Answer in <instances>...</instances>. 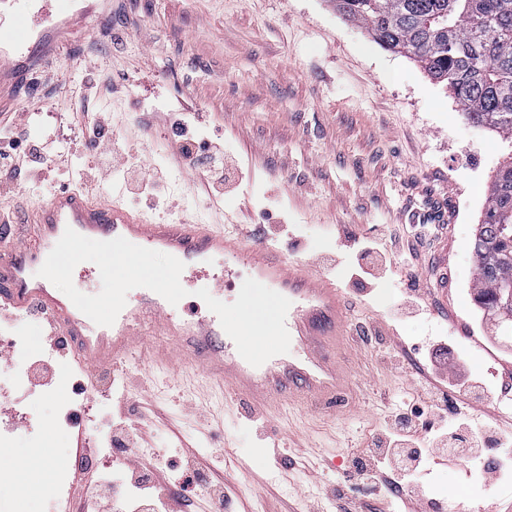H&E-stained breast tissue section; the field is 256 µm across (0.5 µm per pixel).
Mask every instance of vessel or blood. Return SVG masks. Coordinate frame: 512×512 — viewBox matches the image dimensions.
<instances>
[{"label":"vessel or blood","instance_id":"vessel-or-blood-1","mask_svg":"<svg viewBox=\"0 0 512 512\" xmlns=\"http://www.w3.org/2000/svg\"><path fill=\"white\" fill-rule=\"evenodd\" d=\"M35 246L0 241V310L21 318L40 314L53 335L76 343L91 374L114 372L131 355L145 322L159 325L183 363L215 380L223 392L267 413L281 398L336 399L344 374L336 361V345L346 316L341 292L332 280L302 263H287L274 238L246 245L239 233L220 224L185 219L147 223L141 216L110 202H94L67 189L55 192L31 210ZM106 241L129 242L167 253L184 264L182 278L212 282L215 291L231 284L238 267L287 297L290 340L300 357L274 356L255 367L243 359L234 341L210 311L186 316L157 293L142 289L136 304L122 309L113 325L100 326L58 294L37 272L65 229Z\"/></svg>","mask_w":512,"mask_h":512}]
</instances>
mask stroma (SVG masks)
<instances>
[{
	"label": "stroma",
	"instance_id": "1",
	"mask_svg": "<svg viewBox=\"0 0 512 512\" xmlns=\"http://www.w3.org/2000/svg\"><path fill=\"white\" fill-rule=\"evenodd\" d=\"M29 33L8 40L13 10L0 6V49L9 67L0 76V113L30 119L37 147L61 141L53 166L97 164L86 147L82 117L70 100L87 79L127 78L124 92L99 93L90 110L111 112L114 132L143 164L165 165L173 209L134 199L120 184L109 196L151 221L197 217L245 224L257 236L298 235L292 261L336 280L348 308L342 342L348 387L335 402L289 407L284 417L254 415L240 403L221 411V396L200 375L174 363L151 366L134 352L126 371L104 379L96 398L81 394L84 378L73 356L60 355L42 317L0 318V340L22 337V352L0 358V459L16 473L42 474V488L21 492L0 483V501L20 512H68L115 466L104 436L116 406L137 397L167 404L185 430L195 407L215 420V445L224 447L218 474L239 512H346L350 460L368 448L386 412L417 401L414 374L391 370L396 351L411 346L453 347L481 396L471 419L494 414L512 429V342L476 302L471 240L484 218L497 170L512 159V138L469 122L445 83L432 79L413 56L380 46L361 23L345 19L334 0H21ZM54 88L52 107L42 105ZM198 117L200 132L221 137L237 163L235 182L213 195L200 171L177 165L168 114ZM45 160L25 177L0 175L1 202L26 216L53 187ZM435 225L418 273L429 288V309L396 313L406 268L392 267L374 287H362L358 259L342 249L339 233L373 238L376 224ZM372 339L361 343L360 328ZM46 363L50 375L17 386L20 366ZM100 436L92 471L76 478L77 427ZM462 463L426 460L420 512H476Z\"/></svg>",
	"mask_w": 512,
	"mask_h": 512
}]
</instances>
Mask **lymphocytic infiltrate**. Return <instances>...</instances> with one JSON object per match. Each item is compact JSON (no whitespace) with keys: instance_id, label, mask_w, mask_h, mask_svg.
<instances>
[{"instance_id":"lymphocytic-infiltrate-1","label":"lymphocytic infiltrate","mask_w":512,"mask_h":512,"mask_svg":"<svg viewBox=\"0 0 512 512\" xmlns=\"http://www.w3.org/2000/svg\"><path fill=\"white\" fill-rule=\"evenodd\" d=\"M170 126L176 143L178 158L187 165L207 161L203 173L207 187L216 188L232 181L236 166L226 159L221 149L197 139L188 123L171 119ZM87 179L98 185L110 186L113 179H122L134 197H148L163 201L165 174L155 167L142 166L130 153L122 155L101 154L97 165L84 172ZM431 225L419 224L397 231L394 225L385 224L377 229L380 247L361 253L364 272L377 280L390 269L392 263L413 265L420 257V249L433 235ZM461 377L459 364L444 368L427 361L424 378L420 384L421 397L410 406L386 415L378 429L371 449L356 460V472L361 481L377 491L379 504L393 507L395 502H412L416 499L418 472L427 455L440 458L450 456L470 462L478 455L481 446L506 437L496 418H489L481 426H474L470 419L457 410L445 409L446 393L453 381ZM132 420L112 425L110 440L119 461L115 475L102 478L88 500V512H112L114 505L124 498L126 489L159 488L170 478V466L157 456L143 455L153 432L157 431L163 417L161 411L146 413L143 407L131 410ZM426 439V447H419V439ZM195 444L184 446L181 466L184 480L179 488L170 490L167 499L146 502L147 512H164L167 505H186L194 495V485L216 487L214 467L218 452H211L205 459H197Z\"/></svg>"}]
</instances>
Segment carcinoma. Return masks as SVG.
<instances>
[{"instance_id":"1","label":"carcinoma","mask_w":512,"mask_h":512,"mask_svg":"<svg viewBox=\"0 0 512 512\" xmlns=\"http://www.w3.org/2000/svg\"><path fill=\"white\" fill-rule=\"evenodd\" d=\"M383 47L413 56L445 82L466 118L512 136V0H336ZM512 161L496 175L472 241L476 300L512 335V307L500 285L512 281Z\"/></svg>"}]
</instances>
